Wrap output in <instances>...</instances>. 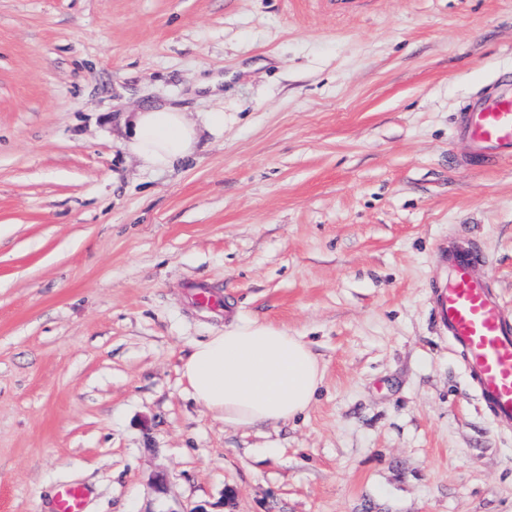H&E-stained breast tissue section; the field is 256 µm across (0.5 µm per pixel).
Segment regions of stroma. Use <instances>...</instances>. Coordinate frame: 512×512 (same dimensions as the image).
I'll use <instances>...</instances> for the list:
<instances>
[{"instance_id":"35a3bbf8","label":"stroma","mask_w":512,"mask_h":512,"mask_svg":"<svg viewBox=\"0 0 512 512\" xmlns=\"http://www.w3.org/2000/svg\"><path fill=\"white\" fill-rule=\"evenodd\" d=\"M503 73L512 0H0V512H512L431 294L458 238L512 311V156L461 166L453 124ZM159 103L224 130L146 168ZM254 321L322 385L227 425L181 368ZM85 489L74 485L58 487L54 496L53 512H85Z\"/></svg>"}]
</instances>
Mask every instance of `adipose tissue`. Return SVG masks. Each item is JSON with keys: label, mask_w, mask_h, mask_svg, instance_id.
Wrapping results in <instances>:
<instances>
[{"label": "adipose tissue", "mask_w": 512, "mask_h": 512, "mask_svg": "<svg viewBox=\"0 0 512 512\" xmlns=\"http://www.w3.org/2000/svg\"><path fill=\"white\" fill-rule=\"evenodd\" d=\"M223 125L220 112L205 113L194 123L175 108L154 105L133 113L125 148L145 167L170 168L194 152L201 130ZM182 376L198 402L236 426L297 418L311 407L323 381L318 360L302 337L256 322L198 344Z\"/></svg>", "instance_id": "ef3b65f1"}]
</instances>
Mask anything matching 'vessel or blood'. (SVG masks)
Returning a JSON list of instances; mask_svg holds the SVG:
<instances>
[{
    "label": "vessel or blood",
    "mask_w": 512,
    "mask_h": 512,
    "mask_svg": "<svg viewBox=\"0 0 512 512\" xmlns=\"http://www.w3.org/2000/svg\"><path fill=\"white\" fill-rule=\"evenodd\" d=\"M457 130L472 147V158L489 162L512 156V91L485 93L463 105ZM437 261L448 270L434 282L433 300L441 335L465 360L469 381L482 404L505 427L512 426V316L500 302L484 261L472 246L449 243ZM87 493L74 485L58 487L54 512H84Z\"/></svg>",
    "instance_id": "vessel-or-blood-1"
}]
</instances>
